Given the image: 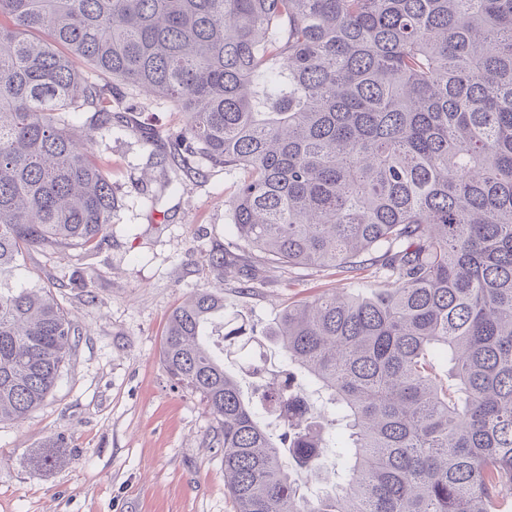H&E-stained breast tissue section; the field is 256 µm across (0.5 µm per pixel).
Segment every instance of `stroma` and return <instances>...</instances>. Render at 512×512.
I'll use <instances>...</instances> for the list:
<instances>
[{
    "label": "stroma",
    "instance_id": "35a3bbf8",
    "mask_svg": "<svg viewBox=\"0 0 512 512\" xmlns=\"http://www.w3.org/2000/svg\"><path fill=\"white\" fill-rule=\"evenodd\" d=\"M112 114L111 131L90 144L118 199L105 243L23 257L26 274L53 290L80 338L45 404L0 425V512H235L224 488V439L161 361L168 316L193 292L217 286L226 314L268 328L288 303L346 282L240 248L225 205L237 172L201 158L182 173L183 188H165L183 128L174 104L122 85ZM217 250L226 260L220 272L207 262ZM60 436V464H30Z\"/></svg>",
    "mask_w": 512,
    "mask_h": 512
}]
</instances>
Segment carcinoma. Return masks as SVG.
I'll return each instance as SVG.
<instances>
[{
  "label": "carcinoma",
  "mask_w": 512,
  "mask_h": 512,
  "mask_svg": "<svg viewBox=\"0 0 512 512\" xmlns=\"http://www.w3.org/2000/svg\"><path fill=\"white\" fill-rule=\"evenodd\" d=\"M0 423L36 411L78 328L23 251L95 249L109 174L80 146L112 89L183 112L179 166L240 177L236 237L280 265L334 268L356 293L284 309L248 341L263 424L224 358L244 334L203 288L160 356L224 437L235 512H506L512 504V0H0ZM43 33L46 39L33 37ZM303 372L325 396L306 420ZM344 470L308 496L336 444Z\"/></svg>",
  "instance_id": "1"
}]
</instances>
